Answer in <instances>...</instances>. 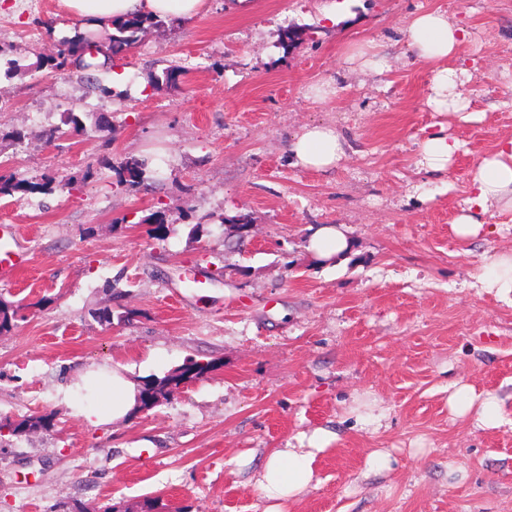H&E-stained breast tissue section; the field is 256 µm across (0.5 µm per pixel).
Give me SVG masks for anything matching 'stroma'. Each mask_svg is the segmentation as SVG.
<instances>
[{"label":"stroma","instance_id":"35a3bbf8","mask_svg":"<svg viewBox=\"0 0 512 512\" xmlns=\"http://www.w3.org/2000/svg\"><path fill=\"white\" fill-rule=\"evenodd\" d=\"M334 2L206 0L117 61L130 97L112 102L66 72L10 74L8 61L55 54L73 23L60 0H0V127L26 134L0 142V169L75 181L0 199L26 257L0 284L26 305L0 334V421L51 417L0 435V512H263L260 463L319 428L337 439L284 512H512V428L448 410L455 382L512 396V308L473 285L512 248V213L486 216L496 229L475 241L452 230L476 160L512 137V0H352L333 24ZM420 9L469 32L459 63L479 120L428 106L430 69L403 37ZM366 44L382 69L350 61ZM175 60L190 74L155 83ZM69 111L84 129L46 144ZM312 125L347 143L324 173L288 152ZM440 131L463 148L431 177L418 161ZM140 156L160 171L121 185L116 166ZM158 208L160 237L143 222ZM241 210L252 230L236 249L220 220ZM331 224L352 252L315 264L308 240ZM193 362L212 369L152 409L97 426L75 411L86 371L119 365L140 385ZM372 404L381 424H359ZM375 451L391 469H368Z\"/></svg>","mask_w":512,"mask_h":512}]
</instances>
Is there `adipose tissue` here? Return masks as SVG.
<instances>
[{
  "label": "adipose tissue",
  "instance_id": "adipose-tissue-1",
  "mask_svg": "<svg viewBox=\"0 0 512 512\" xmlns=\"http://www.w3.org/2000/svg\"><path fill=\"white\" fill-rule=\"evenodd\" d=\"M71 19L80 25L108 28L113 22L133 15H172L184 20L199 16L205 0H61ZM405 36L408 46L426 60L432 71L429 106L439 112H453L458 120L476 121L477 113L468 109L462 93L469 76L466 69L455 67L467 41L464 28L449 21L438 10L419 11L412 15ZM296 165L313 171L336 167L346 154V143L332 128L313 125L304 128L288 145ZM512 211V139L483 156L470 173V192L453 224L461 240L489 232L482 217L490 209ZM351 240L344 225L318 227L309 239L310 251L319 258L345 262L351 252ZM476 285L494 293L504 305L512 307V253L490 257ZM81 386L91 395L88 405L78 412L89 423L115 422L127 416L137 403L138 389L119 369H101L82 374ZM448 405L456 416L473 417L482 428H497L507 423L504 402L499 396L479 393L471 386L454 384L448 388ZM336 439L333 432L318 429L298 438V447L273 449L264 466L258 485L267 502L264 512H283V500L306 490L313 481V463Z\"/></svg>",
  "mask_w": 512,
  "mask_h": 512
}]
</instances>
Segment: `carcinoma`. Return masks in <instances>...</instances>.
Returning a JSON list of instances; mask_svg holds the SVG:
<instances>
[{
  "label": "carcinoma",
  "mask_w": 512,
  "mask_h": 512,
  "mask_svg": "<svg viewBox=\"0 0 512 512\" xmlns=\"http://www.w3.org/2000/svg\"><path fill=\"white\" fill-rule=\"evenodd\" d=\"M173 23V19L157 16L132 17L124 21L113 23L112 33L107 38L99 37L98 31L90 27L74 29V34L64 38L57 52L52 56H37L36 68L49 66L59 71H68L82 75L87 88L100 98L114 100L128 97V90H117L100 82L97 72L111 70L115 62L121 60L135 49L142 33L151 27L166 28ZM84 123L73 112H64L61 124L44 132L46 143L52 144L70 134L72 131L83 129ZM151 167L150 159L132 158L122 163L117 174L119 182L135 189L143 183L147 170ZM70 181L59 180L55 176H44L37 181L18 180L11 173L0 171V198H14L22 201L29 194L54 195L64 192ZM22 306L11 301L0 299V333L9 331L14 322L20 318ZM209 366L193 364L174 370L161 379H154L146 383L140 393L143 400L149 399L158 402L167 398L172 385L179 384L189 378L203 376ZM50 418L44 415H28L13 426V433H32L47 429Z\"/></svg>",
  "instance_id": "cac0c4a2"
}]
</instances>
